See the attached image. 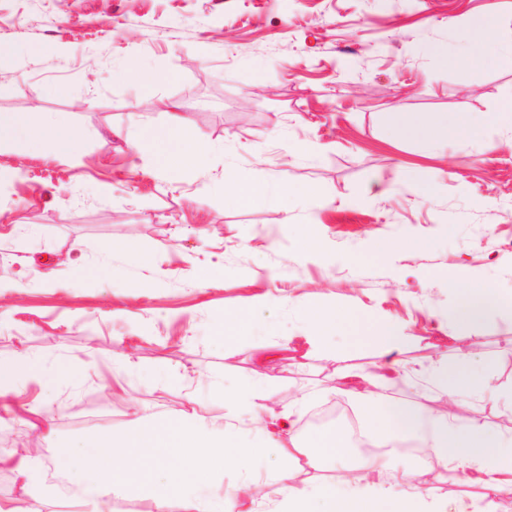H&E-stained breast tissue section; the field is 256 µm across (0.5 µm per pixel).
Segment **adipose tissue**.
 Here are the masks:
<instances>
[{
    "label": "adipose tissue",
    "mask_w": 512,
    "mask_h": 512,
    "mask_svg": "<svg viewBox=\"0 0 512 512\" xmlns=\"http://www.w3.org/2000/svg\"><path fill=\"white\" fill-rule=\"evenodd\" d=\"M402 129L411 138L435 141L458 130L476 137L482 126L464 117L452 125L440 115L406 112ZM1 141L24 142L32 148L44 145L57 158L73 157L78 148V134L68 124L46 123L32 113L0 115ZM144 144L152 146L154 169L163 178L203 165L208 153L204 144L185 132L174 112L163 129L147 131L132 146L137 149ZM221 187L241 207L259 198L280 205L291 191L284 177L269 183L227 175ZM450 287L455 299L450 312L455 335H469L501 308L500 295L492 286L454 281ZM373 341L370 368L342 374L340 383L327 390L328 395L354 400L375 449L359 467L342 470L330 481L297 479L293 464L305 453L296 428L304 399L280 404L260 381L246 378L235 395L225 400L221 420L199 415L183 404L162 414L136 408L125 433L109 439L88 438L63 449L59 462L75 488L73 512H113L116 499L139 495L147 497L153 512H313L318 500L324 502L325 512H378L376 504L383 498L390 500V512H447V502L425 496L415 478L424 470L451 468L471 471L482 497L475 505L459 504L456 512H488L487 499L512 493V432L498 430L487 421L462 418L457 403L464 396L496 392L493 377L460 353L408 364L401 354L413 338L399 325H377ZM398 385L424 390L444 400L446 407L424 414L411 403L396 404L399 426L387 427L380 417L382 390ZM426 422L432 434L422 460L378 456V449L401 446L403 430ZM255 425L263 427L281 465L263 480L247 475L233 491H225L219 481L225 465L256 452L255 447L239 441ZM32 460L29 454L11 457L28 495L0 500V512H41L44 481Z\"/></svg>",
    "instance_id": "ef3b65f1"
}]
</instances>
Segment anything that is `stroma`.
Wrapping results in <instances>:
<instances>
[{"label":"stroma","instance_id":"35a3bbf8","mask_svg":"<svg viewBox=\"0 0 512 512\" xmlns=\"http://www.w3.org/2000/svg\"><path fill=\"white\" fill-rule=\"evenodd\" d=\"M493 7V42L481 64L465 59L461 22ZM512 0H0V114L37 112L71 125L72 160L0 144V277L20 285L0 314V356L27 353L42 371L78 376L21 389L38 410L0 411V431L37 439L40 473L61 447L124 430L130 406L149 413L192 399L218 418L241 379L264 377L280 402L335 382L337 364L310 353L303 308L354 310L332 338L346 365H366L378 324L406 326L413 363L455 352L434 328L453 304L449 277L476 278L512 301V132L484 126L474 139L437 147L390 129L394 112L481 118L512 100ZM148 69L142 90L120 71ZM66 86L68 95L52 88ZM178 109L186 132L210 149L206 163L160 181L130 133L162 128ZM313 186L287 210L233 205L223 173ZM432 178L433 201L414 184ZM322 242L300 248L306 228ZM428 239L377 256L370 238ZM153 255L130 295L111 275L70 279L66 261L126 267L110 241ZM82 252H71L74 241ZM224 275L202 285L210 254ZM59 256L54 286L31 281L30 260ZM244 314L235 329L230 317ZM287 358H274L282 335ZM468 358L512 388V314L486 320ZM197 366L204 379L185 386ZM448 502L480 496L461 471L422 477Z\"/></svg>","mask_w":512,"mask_h":512}]
</instances>
